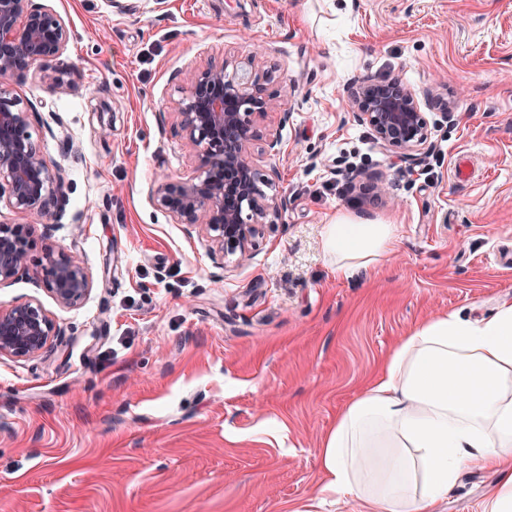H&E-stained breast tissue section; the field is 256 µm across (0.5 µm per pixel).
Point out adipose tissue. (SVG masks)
<instances>
[{
  "label": "adipose tissue",
  "instance_id": "obj_1",
  "mask_svg": "<svg viewBox=\"0 0 512 512\" xmlns=\"http://www.w3.org/2000/svg\"><path fill=\"white\" fill-rule=\"evenodd\" d=\"M394 242V225L342 213L322 230L340 276L383 262ZM319 463L321 494L361 512H437L466 468L500 475L482 512H512V301L412 328L338 415Z\"/></svg>",
  "mask_w": 512,
  "mask_h": 512
}]
</instances>
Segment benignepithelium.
I'll list each match as a JSON object with an SVG mask.
<instances>
[{
    "instance_id": "benign-epithelium-1",
    "label": "benign epithelium",
    "mask_w": 512,
    "mask_h": 512,
    "mask_svg": "<svg viewBox=\"0 0 512 512\" xmlns=\"http://www.w3.org/2000/svg\"><path fill=\"white\" fill-rule=\"evenodd\" d=\"M71 32L53 11L35 0H0V201L25 214L24 224H0V286L29 270L34 233L64 200L66 169L49 162L31 133L32 112L6 81L38 67L55 92L68 85L53 67ZM347 105L384 148L413 161L431 135L415 94L397 78H366L346 88ZM179 124L195 152V175L157 180L152 197L176 224L204 236L215 259L251 254L259 226L277 217L278 206L260 189L262 175L249 154L258 118L273 107L256 77V58L209 63L194 69L174 102ZM62 307L80 304L92 279L80 259L51 247L37 271ZM61 335L37 302L0 307V357L34 358Z\"/></svg>"
}]
</instances>
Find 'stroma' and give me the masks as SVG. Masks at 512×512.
<instances>
[{
	"instance_id": "1",
	"label": "stroma",
	"mask_w": 512,
	"mask_h": 512,
	"mask_svg": "<svg viewBox=\"0 0 512 512\" xmlns=\"http://www.w3.org/2000/svg\"><path fill=\"white\" fill-rule=\"evenodd\" d=\"M40 2L72 37L66 92L34 70L9 81L67 171L32 260L75 253L93 287L65 308L34 274L0 286V306L39 302L62 330L41 356L0 358V512H358L312 505L338 413L417 324L512 300V0ZM253 52L276 103L252 156L279 212L249 259L219 262L151 190L195 173L172 107L188 72ZM396 75L431 122L413 164L346 106L351 82ZM344 158L369 186L356 206ZM340 213L398 227L345 280L321 246ZM497 478L464 471L439 512H481Z\"/></svg>"
}]
</instances>
